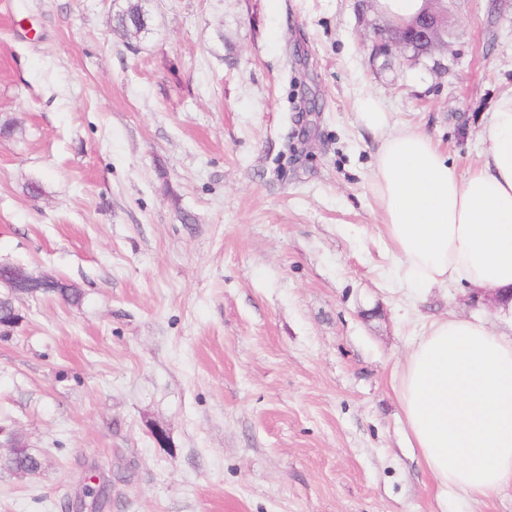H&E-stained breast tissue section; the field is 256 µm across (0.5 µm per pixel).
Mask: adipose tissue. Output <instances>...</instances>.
<instances>
[{
    "mask_svg": "<svg viewBox=\"0 0 512 512\" xmlns=\"http://www.w3.org/2000/svg\"><path fill=\"white\" fill-rule=\"evenodd\" d=\"M358 119L381 135L372 191L406 287L489 288L512 322V93L499 98L483 132L488 147L464 180L427 135L391 129L373 99L361 101ZM394 390L439 487L483 499L512 488V337L459 316L432 321Z\"/></svg>",
    "mask_w": 512,
    "mask_h": 512,
    "instance_id": "adipose-tissue-1",
    "label": "adipose tissue"
}]
</instances>
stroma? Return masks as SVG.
I'll return each instance as SVG.
<instances>
[{
  "label": "stroma",
  "mask_w": 512,
  "mask_h": 512,
  "mask_svg": "<svg viewBox=\"0 0 512 512\" xmlns=\"http://www.w3.org/2000/svg\"><path fill=\"white\" fill-rule=\"evenodd\" d=\"M117 3L0 0V264L82 291L17 299L0 338V426L43 460L0 471V512H62L91 475L110 512H512L441 494L409 444L414 341L501 323L399 287L357 119L376 99L467 178L512 0H447V52L414 62L374 53L376 0H147L133 44Z\"/></svg>",
  "instance_id": "35a3bbf8"
}]
</instances>
